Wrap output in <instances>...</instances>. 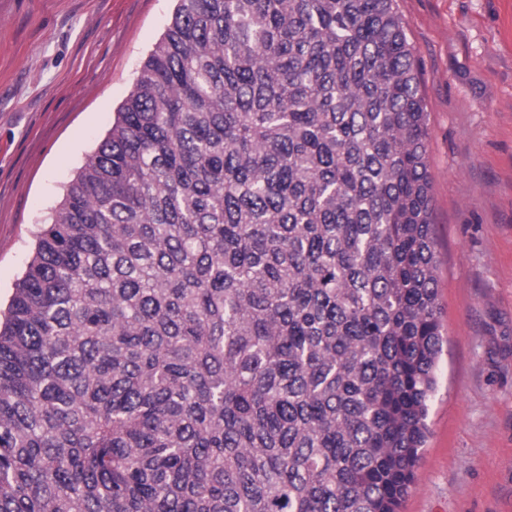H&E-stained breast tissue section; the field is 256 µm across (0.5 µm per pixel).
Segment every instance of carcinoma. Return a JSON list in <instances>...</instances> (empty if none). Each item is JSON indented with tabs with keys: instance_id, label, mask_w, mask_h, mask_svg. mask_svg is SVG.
<instances>
[{
	"instance_id": "cac0c4a2",
	"label": "carcinoma",
	"mask_w": 512,
	"mask_h": 512,
	"mask_svg": "<svg viewBox=\"0 0 512 512\" xmlns=\"http://www.w3.org/2000/svg\"><path fill=\"white\" fill-rule=\"evenodd\" d=\"M427 148L395 0H178L0 321V512H400Z\"/></svg>"
}]
</instances>
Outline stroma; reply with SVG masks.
Here are the masks:
<instances>
[{
	"instance_id": "35a3bbf8",
	"label": "stroma",
	"mask_w": 512,
	"mask_h": 512,
	"mask_svg": "<svg viewBox=\"0 0 512 512\" xmlns=\"http://www.w3.org/2000/svg\"><path fill=\"white\" fill-rule=\"evenodd\" d=\"M429 114L443 343L401 512H512V0H396ZM174 0H0V311Z\"/></svg>"
}]
</instances>
